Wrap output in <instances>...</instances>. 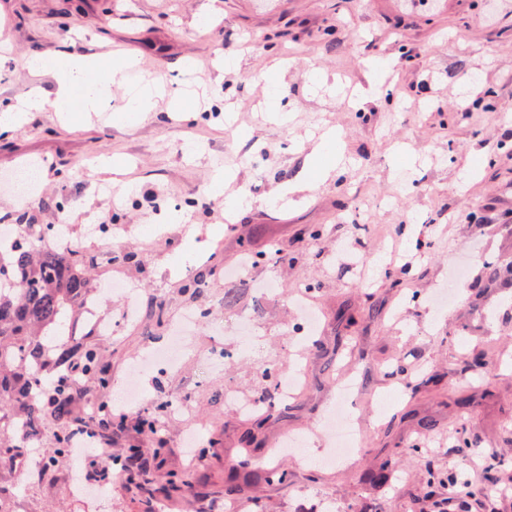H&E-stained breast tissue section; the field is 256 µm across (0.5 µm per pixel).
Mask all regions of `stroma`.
<instances>
[{
  "mask_svg": "<svg viewBox=\"0 0 512 512\" xmlns=\"http://www.w3.org/2000/svg\"><path fill=\"white\" fill-rule=\"evenodd\" d=\"M0 32L2 106L52 97L53 78L27 67L33 57L120 47L137 62L100 111H34L0 133V224L66 226L98 290L94 319L114 327L76 331L98 348L109 395L183 311L198 315L178 365L146 372L143 410L111 414L112 453L145 469L141 485L87 461L102 492L76 496L67 459L17 480L15 512H221L232 498L250 512H445L431 473L487 452L496 481L512 486V291L475 286L484 259L512 251L501 230L512 224V0H0ZM143 85L159 92L153 111L118 120ZM178 99L192 113L176 111ZM328 127L346 143L345 172L279 198L307 177ZM115 157L128 167L118 185L104 171ZM26 162L41 169L21 202L3 178ZM218 173L249 204L225 213L211 191ZM100 224L108 232L91 233ZM242 264L245 282L225 280ZM456 271L468 290L440 307ZM200 275L207 289L190 288ZM116 280L136 320L112 294ZM302 293L318 314L310 331L291 305ZM242 310L259 327L245 348L232 332ZM215 352L218 373L204 365ZM296 365L302 385L280 401V377ZM346 375L360 452L333 464L313 446L271 458L285 437L318 428ZM228 389L264 409H227ZM177 396L185 410L151 435L155 407ZM189 427L201 431L193 467ZM274 466L285 481H267ZM173 474L190 490H168Z\"/></svg>",
  "mask_w": 512,
  "mask_h": 512,
  "instance_id": "1",
  "label": "stroma"
}]
</instances>
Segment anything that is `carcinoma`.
Listing matches in <instances>:
<instances>
[{"label": "carcinoma", "instance_id": "carcinoma-1", "mask_svg": "<svg viewBox=\"0 0 512 512\" xmlns=\"http://www.w3.org/2000/svg\"><path fill=\"white\" fill-rule=\"evenodd\" d=\"M14 228L18 235L0 236V512H14L6 476L18 474L17 456L42 447L44 419L60 426L49 449L52 461L66 456L81 399L97 402L84 427L112 439L99 351L74 332L96 294L92 281L74 249L43 247L42 225ZM480 282L484 288H512V256L486 261Z\"/></svg>", "mask_w": 512, "mask_h": 512}]
</instances>
